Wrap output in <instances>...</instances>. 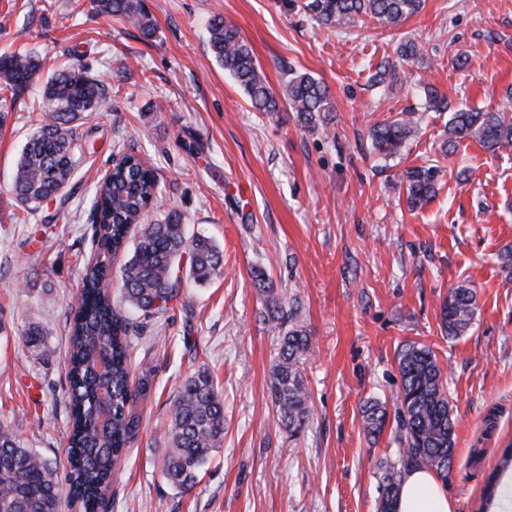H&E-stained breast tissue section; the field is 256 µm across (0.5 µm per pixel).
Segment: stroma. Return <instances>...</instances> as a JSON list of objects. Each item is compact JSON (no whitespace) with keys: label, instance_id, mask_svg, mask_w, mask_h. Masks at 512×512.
<instances>
[{"label":"stroma","instance_id":"1","mask_svg":"<svg viewBox=\"0 0 512 512\" xmlns=\"http://www.w3.org/2000/svg\"><path fill=\"white\" fill-rule=\"evenodd\" d=\"M302 0H143L155 33L98 16L91 0H0V52L32 50L43 74L78 59L103 83L102 111L75 122L81 146L67 188L34 219L11 182L27 135L39 126V84L0 90V424L67 471L65 358L85 264L98 253L90 199L118 152L158 173L149 220L181 215L188 235L215 240L223 272L184 280L168 312L135 340L132 368L156 367L137 406L140 433L112 477L110 512H376L377 466L400 448L395 419L379 439L362 405L393 403L397 352L429 345L448 377L456 455L445 487L455 512H478L486 481L512 443V147L472 139L444 153L451 111H496L512 92V0H424L400 27L319 26ZM238 27L268 84L282 92L299 74L322 81L334 106L308 129L288 108L255 111L207 46L214 17ZM422 46L399 60V43ZM464 69H455L457 59ZM398 80L371 87L381 62ZM448 100L430 108L427 88ZM399 117L418 134L401 155L373 146L376 125ZM438 164L442 186L412 211L398 187L410 167ZM291 299L315 347L305 382L304 431L290 436L269 392L277 338L262 318L252 269ZM471 288V329L441 334L451 286ZM45 348L29 347V325ZM224 396V444L183 493L162 476L169 407L198 366Z\"/></svg>","mask_w":512,"mask_h":512}]
</instances>
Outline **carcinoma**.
Segmentation results:
<instances>
[{
	"mask_svg": "<svg viewBox=\"0 0 512 512\" xmlns=\"http://www.w3.org/2000/svg\"><path fill=\"white\" fill-rule=\"evenodd\" d=\"M95 12L120 17L153 34L142 0H92ZM423 0H306L303 10L321 27L347 29L357 21L373 20L397 27L420 12ZM209 48L215 59L235 77L259 112H277L285 103L308 128L329 119L333 111L328 88L316 78L300 74L288 80L282 95L275 94L238 28L213 19L208 26ZM40 57L20 51L0 55L3 89L17 96L41 70ZM107 101L105 86L71 66L48 77L38 107L45 115L27 139L16 163L14 197L30 209L64 191L75 169L79 143L74 122L98 112ZM449 138L443 149L460 139H473L494 152L512 147V113L456 110L448 119ZM417 126L404 119L388 120L372 132L375 148L386 156L400 154L416 136ZM440 168L407 169L400 180L407 206L414 210L430 203L440 186ZM161 195L156 172L133 152L124 153L97 185L90 201L98 246L116 255L127 248L132 228H139L130 257L122 268V293L127 306L142 318L131 323L112 305L110 265L97 259L84 267L79 305L70 328L67 396L71 433L69 469L59 479L52 462L28 448L0 425V512H58L61 487L80 512H105L112 472L141 429L137 401L150 394L154 367L145 364L138 377L130 371L132 333L164 316L182 285V256H188L187 277L198 284L220 273L223 252L207 236L189 237L175 212L150 224L148 210ZM253 285L263 296V320L279 338L272 366L270 396L278 421L292 436L305 427L310 393L304 366L313 352L310 332L294 322L284 297L277 294L266 273L252 272ZM476 311V297L464 285L448 289L441 303L442 332L455 339L468 331ZM401 386L396 396L398 430L404 447L398 459L380 463L378 512H394L404 475L414 467L448 475L455 456L453 408L447 376L427 345L407 342L397 354ZM365 430L379 436L387 424L386 409L377 401L362 408ZM161 471L175 488L186 493L197 484L201 469L224 442V399L212 371L200 365L186 375L173 399L166 427Z\"/></svg>",
	"mask_w": 512,
	"mask_h": 512,
	"instance_id": "1",
	"label": "carcinoma"
}]
</instances>
